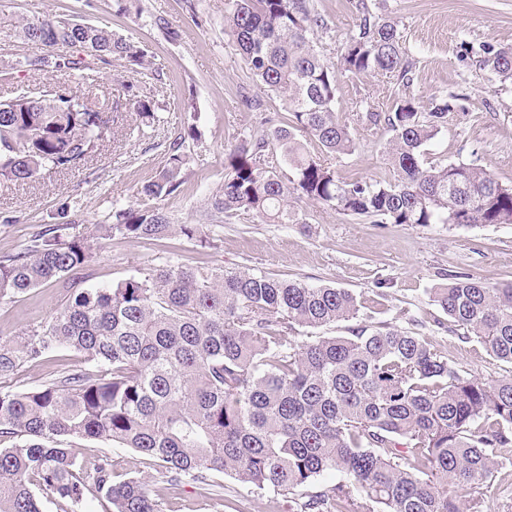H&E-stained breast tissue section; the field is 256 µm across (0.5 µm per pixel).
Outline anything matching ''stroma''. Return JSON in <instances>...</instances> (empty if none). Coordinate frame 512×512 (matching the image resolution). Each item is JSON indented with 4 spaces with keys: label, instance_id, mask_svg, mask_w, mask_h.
I'll return each mask as SVG.
<instances>
[{
    "label": "stroma",
    "instance_id": "35a3bbf8",
    "mask_svg": "<svg viewBox=\"0 0 512 512\" xmlns=\"http://www.w3.org/2000/svg\"><path fill=\"white\" fill-rule=\"evenodd\" d=\"M359 1L313 0L327 23L314 40L328 62H337L343 41L356 30ZM363 1L371 11L398 22L412 81L405 87L392 77L339 73L336 113L349 124L357 148L327 157V164L345 181L393 179L388 159L391 132L365 131L357 113L392 111L404 95L425 106L445 97L451 105L448 123L422 147L421 163L473 161L511 185L512 78L501 79L482 69L480 62L488 52L512 48V0ZM224 3L0 0V68L43 53V46L21 34L22 24L34 17L104 27L148 53L146 67L116 59L102 69L93 106L119 110L124 124L112 129L94 157L70 170L44 172L32 182L0 183V257L22 251L47 229H59L66 239L111 223L115 209L153 204L139 190L165 166L187 118L183 103L188 100L197 114L199 137L182 147L189 163L180 188L154 204L172 224L202 225L213 246H200L178 232L157 241L112 236L102 240L90 266L74 272L75 280L109 285L168 262L250 269L314 286L332 285L362 303L360 325L374 329L389 323L424 336L460 369L488 381L511 371L512 365L491 358L477 341L462 342L441 328V313L430 294L448 272L490 284L512 281V224H373L307 200L294 204L306 216L302 224H263L247 211L223 224L211 222L209 199L224 181L229 150L254 128L257 111L285 109L282 97L259 90L225 37ZM123 80L155 96L159 109L154 124L143 125L119 99L115 86ZM78 82L73 74L19 72L12 80H0V98L47 86L68 92ZM249 97L260 100V109L246 105ZM62 298L61 284L51 283L0 303V340H17L44 323ZM82 364L78 354L63 350L54 360L26 366L11 386L34 388ZM69 448L90 477L101 458L116 457L117 478L145 482L161 512H296L293 499L257 495L228 475H214V482L224 487L218 495L195 483H171L153 458L131 449L117 452L96 440H76Z\"/></svg>",
    "mask_w": 512,
    "mask_h": 512
}]
</instances>
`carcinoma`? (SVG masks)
<instances>
[{"mask_svg": "<svg viewBox=\"0 0 512 512\" xmlns=\"http://www.w3.org/2000/svg\"><path fill=\"white\" fill-rule=\"evenodd\" d=\"M356 32L339 65L325 61L314 35L326 28L312 0H226L224 33L259 89L284 97L287 116L258 117L230 150L210 211H252L264 224H303L296 196L374 224H512V186L475 163L424 167L421 148L447 124L449 104L424 108L410 97L394 111L367 112L368 131L393 132V181L338 179L307 142L336 155L355 141L336 115L337 72L411 82L402 36L390 19L360 5ZM23 37L51 48L12 68L88 72L96 81L112 59L143 66L147 53L76 20L33 19ZM81 47L85 56L69 49ZM512 78V50L481 60ZM123 96L146 123L156 100L133 83ZM92 91L46 92L0 110V181L27 182L43 170H68L93 156L111 125ZM187 156L173 151L140 194L159 199L182 183ZM173 229L159 207L122 208L112 223L67 240L42 235L0 258V300L66 281L110 235L159 240ZM431 302L448 331L482 343L512 364V282L487 284L450 274ZM360 318L350 292L250 270L157 265L106 286L69 293L24 337L0 342V512H83L91 494L105 512H160L143 483L113 479L110 458L93 481L63 443L97 440L155 458L170 481L210 485L227 474L260 493L300 496L299 512H485V492L512 488L499 477L512 448V373L485 381L448 360L423 337L392 326L348 336L304 332ZM69 349L85 366L28 390L7 381L31 363ZM331 473L336 479L308 488Z\"/></svg>", "mask_w": 512, "mask_h": 512, "instance_id": "obj_1", "label": "carcinoma"}]
</instances>
